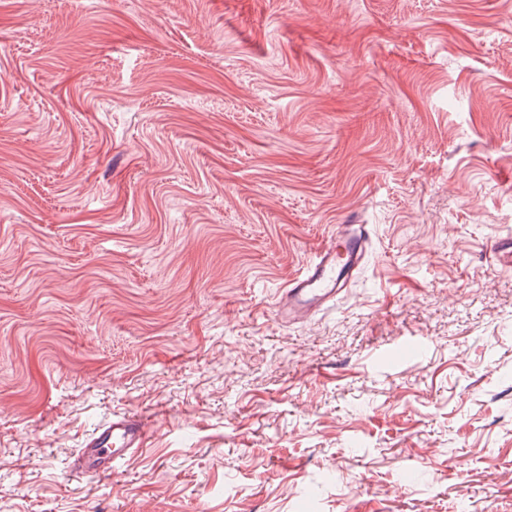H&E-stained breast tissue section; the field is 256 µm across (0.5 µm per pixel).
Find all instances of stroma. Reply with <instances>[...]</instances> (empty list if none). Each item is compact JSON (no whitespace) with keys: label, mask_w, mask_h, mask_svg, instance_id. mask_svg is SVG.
Returning <instances> with one entry per match:
<instances>
[{"label":"stroma","mask_w":512,"mask_h":512,"mask_svg":"<svg viewBox=\"0 0 512 512\" xmlns=\"http://www.w3.org/2000/svg\"><path fill=\"white\" fill-rule=\"evenodd\" d=\"M510 235L512 0H0V512H512ZM336 247L323 249L316 259L288 283L282 314L291 320L311 316L336 301L363 266L370 241L366 224H343ZM152 425L147 418L112 420L98 429L81 449V471L106 477L112 474L115 464L131 451L142 448Z\"/></svg>","instance_id":"stroma-1"}]
</instances>
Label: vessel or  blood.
Returning a JSON list of instances; mask_svg holds the SVG:
<instances>
[{
    "instance_id": "obj_1",
    "label": "vessel or blood",
    "mask_w": 512,
    "mask_h": 512,
    "mask_svg": "<svg viewBox=\"0 0 512 512\" xmlns=\"http://www.w3.org/2000/svg\"><path fill=\"white\" fill-rule=\"evenodd\" d=\"M369 241L367 225H342L335 245L323 249L289 281L281 302L283 314L292 320L302 319L335 302L363 266ZM151 425L150 419L131 417L98 429L80 452L81 470L102 477L111 475L115 464L143 447Z\"/></svg>"
}]
</instances>
